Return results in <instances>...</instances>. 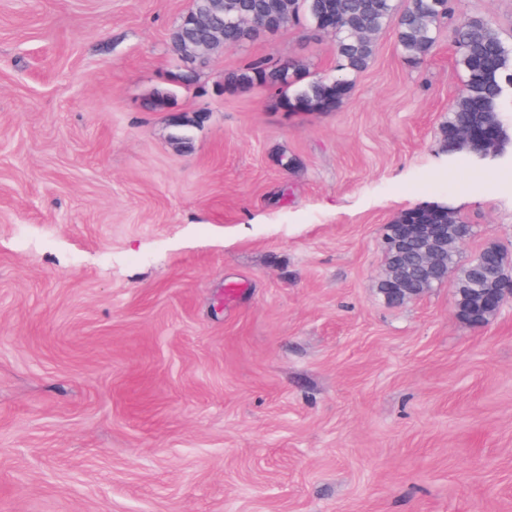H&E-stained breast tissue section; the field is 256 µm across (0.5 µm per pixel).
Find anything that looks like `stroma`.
Listing matches in <instances>:
<instances>
[{
  "label": "stroma",
  "instance_id": "stroma-1",
  "mask_svg": "<svg viewBox=\"0 0 512 512\" xmlns=\"http://www.w3.org/2000/svg\"><path fill=\"white\" fill-rule=\"evenodd\" d=\"M189 5L0 0V512H512V305L472 327L452 281L379 292L412 208L512 254V142L469 174L439 145L449 29L512 47V0H452L415 67L379 32L335 111L291 115L225 72L334 76V35L181 84Z\"/></svg>",
  "mask_w": 512,
  "mask_h": 512
}]
</instances>
